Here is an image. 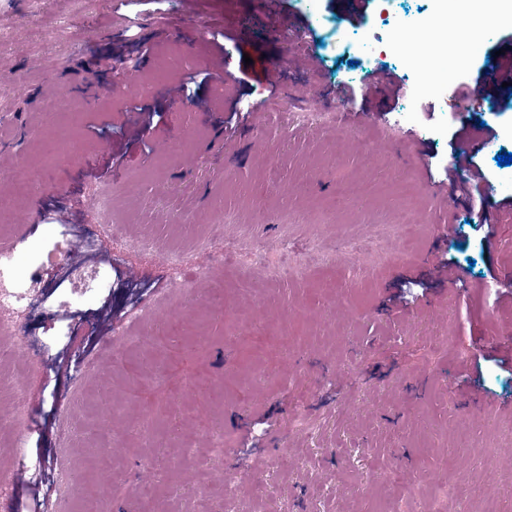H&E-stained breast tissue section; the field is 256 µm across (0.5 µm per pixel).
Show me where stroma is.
I'll list each match as a JSON object with an SVG mask.
<instances>
[{"label":"stroma","mask_w":512,"mask_h":512,"mask_svg":"<svg viewBox=\"0 0 512 512\" xmlns=\"http://www.w3.org/2000/svg\"><path fill=\"white\" fill-rule=\"evenodd\" d=\"M317 3L163 0L133 30L126 0H0V208L33 241L61 220L80 261L109 268L98 297L61 318L66 263L43 269L14 358L38 372L23 454L0 471L10 512H225L228 481L244 512H422L412 485L435 512H512V372L496 363L512 357V292L486 295L512 273V193L493 186L512 173L495 160L512 153V101L485 83L496 51L512 54V20H490L469 64L418 95V70L385 58L380 0L356 47L347 0ZM217 32L223 83L170 99L167 85L210 68ZM133 70L155 114L137 138ZM320 103L347 124L306 121ZM482 123L494 137L476 158L479 201L447 176L471 149L459 130ZM404 207L423 217L410 252L392 228ZM101 224L157 248L87 251ZM351 236L371 256L324 264L321 247ZM173 245L190 291L171 284ZM261 413L271 426L247 446ZM59 467L84 490L60 489Z\"/></svg>","instance_id":"obj_1"}]
</instances>
